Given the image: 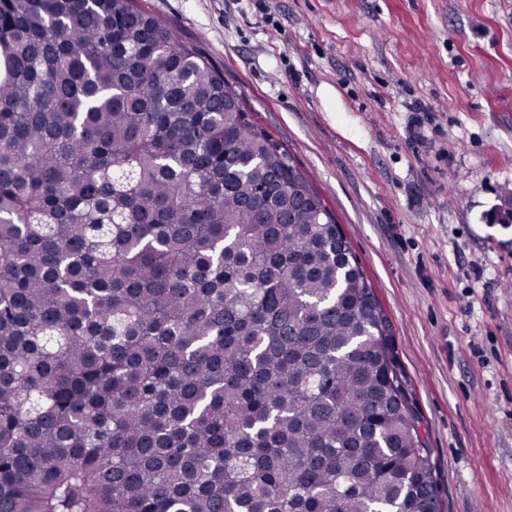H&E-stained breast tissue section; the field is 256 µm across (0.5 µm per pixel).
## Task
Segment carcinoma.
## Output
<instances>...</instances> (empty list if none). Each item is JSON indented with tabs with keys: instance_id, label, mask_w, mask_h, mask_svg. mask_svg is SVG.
<instances>
[{
	"instance_id": "obj_1",
	"label": "carcinoma",
	"mask_w": 512,
	"mask_h": 512,
	"mask_svg": "<svg viewBox=\"0 0 512 512\" xmlns=\"http://www.w3.org/2000/svg\"><path fill=\"white\" fill-rule=\"evenodd\" d=\"M391 326L224 73L0 0V512H439Z\"/></svg>"
}]
</instances>
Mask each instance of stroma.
I'll return each mask as SVG.
<instances>
[{"instance_id": "1", "label": "stroma", "mask_w": 512, "mask_h": 512, "mask_svg": "<svg viewBox=\"0 0 512 512\" xmlns=\"http://www.w3.org/2000/svg\"><path fill=\"white\" fill-rule=\"evenodd\" d=\"M235 85L392 326L441 512H512V0H137Z\"/></svg>"}]
</instances>
